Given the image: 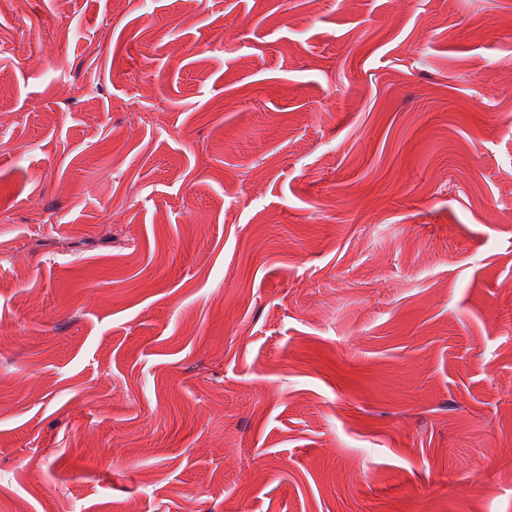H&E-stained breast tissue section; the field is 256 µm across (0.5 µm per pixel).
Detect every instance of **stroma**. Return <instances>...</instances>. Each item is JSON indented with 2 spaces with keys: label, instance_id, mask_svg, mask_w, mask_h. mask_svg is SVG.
<instances>
[{
  "label": "stroma",
  "instance_id": "stroma-1",
  "mask_svg": "<svg viewBox=\"0 0 512 512\" xmlns=\"http://www.w3.org/2000/svg\"><path fill=\"white\" fill-rule=\"evenodd\" d=\"M1 251L0 512H512V0H0Z\"/></svg>",
  "mask_w": 512,
  "mask_h": 512
}]
</instances>
